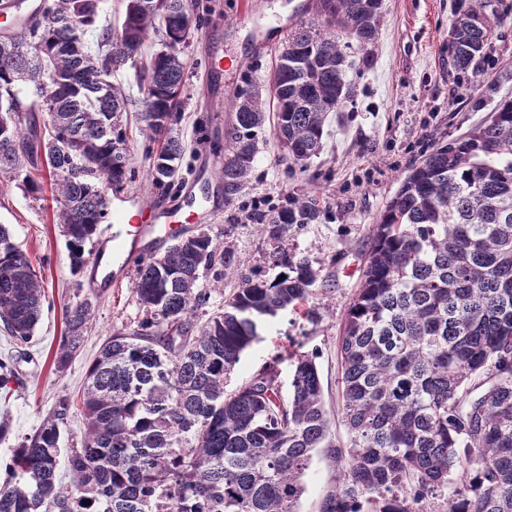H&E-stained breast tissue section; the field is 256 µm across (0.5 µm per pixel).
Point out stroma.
Instances as JSON below:
<instances>
[{
    "label": "stroma",
    "mask_w": 512,
    "mask_h": 512,
    "mask_svg": "<svg viewBox=\"0 0 512 512\" xmlns=\"http://www.w3.org/2000/svg\"><path fill=\"white\" fill-rule=\"evenodd\" d=\"M309 0H191L203 25L183 53L186 93L182 118L171 134L182 141L178 177L164 192L146 177L149 155L161 139L128 130L131 183L108 195V211L154 202L188 217L195 213L192 196L199 182L210 186L211 218L186 225V233L206 232L234 262L223 268L225 288L237 286L241 270L269 274L272 248L248 216L269 214L295 196L316 195L322 214L288 241L289 249L309 258L332 291L319 295L312 317L286 310L262 321L258 336L241 356L230 386L249 380L266 365L278 364L282 389H289L291 369L281 356L287 348L316 355L324 403L337 439H345L337 359V336L358 284L372 227L397 192L408 170L437 145L448 143L486 120L502 99H512V0H494L506 20L491 39L484 60L468 72L448 64V32L457 0H383V19L369 67H359L363 53L353 50L348 78L353 94L330 114L322 152L300 164L288 158L267 118L251 173L243 187L225 196L218 176L224 157V133L231 126V106L241 89L272 96V76L288 28L312 20ZM249 22H241V13ZM14 173L0 170V224L41 265L49 308L43 312L34 341L14 357L18 384L0 399L8 413L12 438L0 442V482L16 440L35 433L58 394H80L85 372L99 344L114 330L137 320L141 310L131 279L101 284L89 272L73 274L60 227L52 221V195L33 201L17 186ZM95 290L98 303L83 351L67 372L51 368L45 355L64 333L63 307L75 302L77 290ZM336 470L314 455L302 478L298 512H318Z\"/></svg>",
    "instance_id": "35a3bbf8"
}]
</instances>
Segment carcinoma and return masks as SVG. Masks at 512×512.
Listing matches in <instances>:
<instances>
[{
    "mask_svg": "<svg viewBox=\"0 0 512 512\" xmlns=\"http://www.w3.org/2000/svg\"><path fill=\"white\" fill-rule=\"evenodd\" d=\"M336 24L314 18L288 30L290 65L273 76L277 137L289 158L324 146L328 114L350 97L340 29L372 62L382 0H333ZM104 0H39L0 29V168L24 173L43 197L49 176L54 223L74 273L89 266L108 193L134 179L126 114L112 81L134 70L139 120L149 137L180 119L182 51L201 20L188 0H124L122 22H99ZM491 0H458L448 62L479 59L502 17ZM95 31L96 47L86 40ZM26 91L33 107L23 109ZM221 175L234 195L250 172L265 121L261 98L233 104ZM183 153L169 137L150 157L148 180L169 187ZM307 195L272 217H253L285 278L244 275L224 293L204 273L232 262L206 233L180 238L136 269L143 311L101 343L80 397H56L36 432L11 449L0 512H296L313 452L336 466L319 512H512V99L464 135L434 148L403 178L374 225L358 287L341 321L338 358L347 442L331 431L313 356L292 351L291 392L269 366L236 390L227 379L258 336L257 320L313 311L319 273L286 247L316 223ZM224 296L207 312L212 294ZM46 303L42 273L0 225V326L16 345L32 339ZM65 331L47 353L59 373L87 342L92 298L63 310ZM80 413V447H62ZM73 475L60 477L61 460Z\"/></svg>",
    "mask_w": 512,
    "mask_h": 512,
    "instance_id": "1",
    "label": "carcinoma"
}]
</instances>
